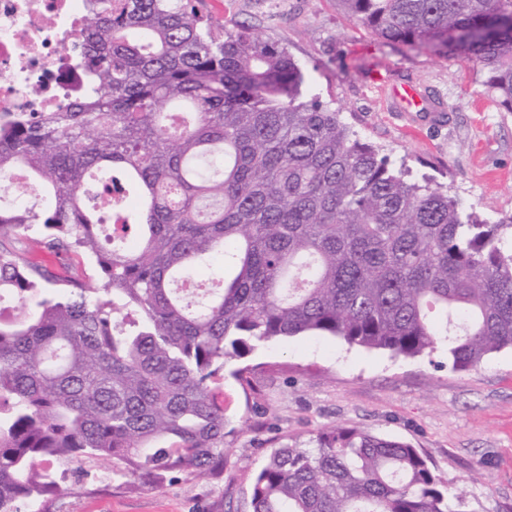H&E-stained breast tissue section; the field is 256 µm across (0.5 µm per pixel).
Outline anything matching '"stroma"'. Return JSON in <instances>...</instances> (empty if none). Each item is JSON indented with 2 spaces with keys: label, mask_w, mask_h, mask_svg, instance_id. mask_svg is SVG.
<instances>
[{
  "label": "stroma",
  "mask_w": 512,
  "mask_h": 512,
  "mask_svg": "<svg viewBox=\"0 0 512 512\" xmlns=\"http://www.w3.org/2000/svg\"><path fill=\"white\" fill-rule=\"evenodd\" d=\"M216 30L246 27L287 47L306 92L391 160H406L496 223L512 216V112L487 93L473 64L388 44L336 0H193ZM417 91L409 109L397 88ZM246 369V381L234 372ZM224 475L132 488L112 464L68 468L63 494L28 512H251L254 477L273 448L314 445L342 425L409 443L448 480L465 512H512V350L453 368L446 346L416 357L328 336L262 344L226 363L221 384Z\"/></svg>",
  "instance_id": "35a3bbf8"
}]
</instances>
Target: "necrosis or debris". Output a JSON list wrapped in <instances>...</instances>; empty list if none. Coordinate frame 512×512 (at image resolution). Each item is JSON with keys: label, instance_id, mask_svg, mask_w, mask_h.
Here are the masks:
<instances>
[{"label": "necrosis or debris", "instance_id": "1", "mask_svg": "<svg viewBox=\"0 0 512 512\" xmlns=\"http://www.w3.org/2000/svg\"><path fill=\"white\" fill-rule=\"evenodd\" d=\"M87 14V0H0V113L48 112L81 92L71 54Z\"/></svg>", "mask_w": 512, "mask_h": 512}]
</instances>
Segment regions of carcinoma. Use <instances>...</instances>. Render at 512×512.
<instances>
[{
    "instance_id": "cac0c4a2",
    "label": "carcinoma",
    "mask_w": 512,
    "mask_h": 512,
    "mask_svg": "<svg viewBox=\"0 0 512 512\" xmlns=\"http://www.w3.org/2000/svg\"><path fill=\"white\" fill-rule=\"evenodd\" d=\"M386 43L472 62L512 111V0H337ZM85 92L0 117V512L62 491L47 461L109 459L152 484L224 471L228 360L304 334L464 370L512 347V216L409 178L309 97L288 49L217 33L191 0H90ZM137 192L135 218L88 188ZM65 254L59 274L35 255ZM217 253L234 274L192 298ZM417 449L335 425L257 473L252 512H462Z\"/></svg>"
}]
</instances>
